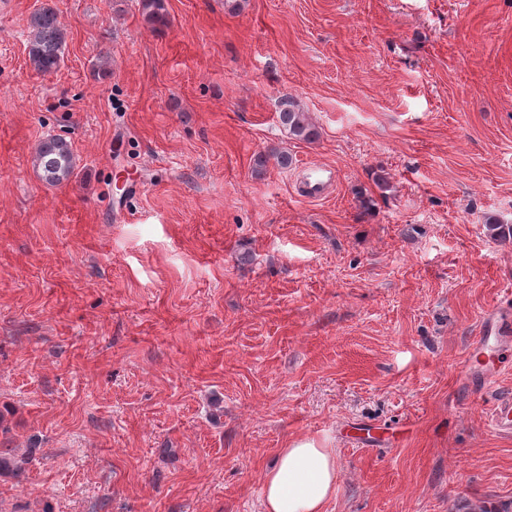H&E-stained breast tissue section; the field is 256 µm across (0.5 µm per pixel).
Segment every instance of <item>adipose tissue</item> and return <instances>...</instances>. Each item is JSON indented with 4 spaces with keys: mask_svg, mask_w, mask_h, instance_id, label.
I'll list each match as a JSON object with an SVG mask.
<instances>
[{
    "mask_svg": "<svg viewBox=\"0 0 512 512\" xmlns=\"http://www.w3.org/2000/svg\"><path fill=\"white\" fill-rule=\"evenodd\" d=\"M337 480L336 451L327 441L292 439L262 476V512H325Z\"/></svg>",
    "mask_w": 512,
    "mask_h": 512,
    "instance_id": "obj_1",
    "label": "adipose tissue"
}]
</instances>
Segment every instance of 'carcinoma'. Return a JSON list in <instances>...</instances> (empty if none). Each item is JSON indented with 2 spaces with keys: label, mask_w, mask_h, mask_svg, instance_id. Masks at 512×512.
<instances>
[{
  "label": "carcinoma",
  "mask_w": 512,
  "mask_h": 512,
  "mask_svg": "<svg viewBox=\"0 0 512 512\" xmlns=\"http://www.w3.org/2000/svg\"><path fill=\"white\" fill-rule=\"evenodd\" d=\"M142 15L151 26H165L168 23L165 0H141ZM65 32L60 25L55 8L45 3L36 9L29 18L27 35L28 59L32 68L41 74L56 71L63 61ZM280 125L288 134L303 141H313L318 132L304 112L294 101L283 102L278 113ZM286 169L292 164V157L284 151H274L268 155L259 154L255 164L266 166L269 159ZM34 167L38 178L49 186H62L74 176L76 156L69 142L49 135L39 144L34 156ZM31 455L16 453L13 448H0V477H19L25 472V465Z\"/></svg>",
  "instance_id": "1"
}]
</instances>
